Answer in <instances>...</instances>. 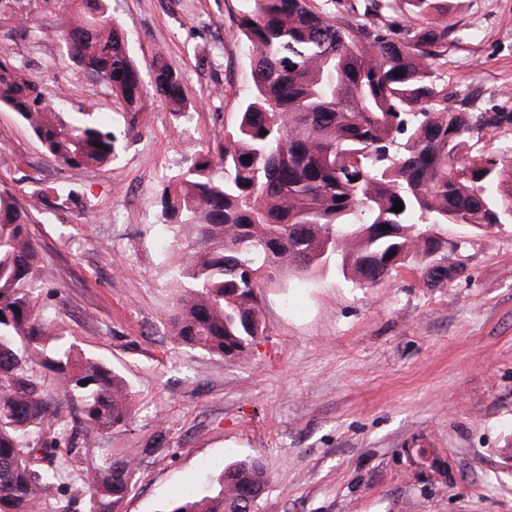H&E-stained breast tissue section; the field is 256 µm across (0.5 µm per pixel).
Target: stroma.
Instances as JSON below:
<instances>
[{
	"label": "stroma",
	"mask_w": 512,
	"mask_h": 512,
	"mask_svg": "<svg viewBox=\"0 0 512 512\" xmlns=\"http://www.w3.org/2000/svg\"><path fill=\"white\" fill-rule=\"evenodd\" d=\"M143 79L181 72L190 106L176 118L151 97L140 136L103 166L51 156L0 108V193L26 203L65 187L78 203L30 210L52 276L39 291L64 343L121 374L132 416L88 434L74 411L76 466L137 461L122 512H165L212 486L227 464L257 459L270 483L259 512H512V224H445L457 276L441 287L401 267L361 288L329 265L281 271L265 288L266 333L244 360L174 342L176 257L159 198L202 152H219L251 89L234 35L240 0H109ZM68 0H0V58L51 103L117 122L120 102L72 60L59 31ZM448 92L473 109L512 112V0H448ZM166 448L143 450L157 433Z\"/></svg>",
	"instance_id": "1"
}]
</instances>
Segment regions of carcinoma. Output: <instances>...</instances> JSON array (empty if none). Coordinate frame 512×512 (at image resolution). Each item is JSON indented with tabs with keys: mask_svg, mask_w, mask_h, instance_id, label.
<instances>
[{
	"mask_svg": "<svg viewBox=\"0 0 512 512\" xmlns=\"http://www.w3.org/2000/svg\"><path fill=\"white\" fill-rule=\"evenodd\" d=\"M61 34L72 58L121 101L116 130L90 112L48 104L21 67L0 59V107L17 113L46 150L74 167L117 156L135 138L152 96L184 116L187 85L162 63L146 85L107 0H72ZM448 0H241L236 34L252 88L224 147L201 153L160 199L181 288L168 317L175 342L241 360L264 335L263 288L274 271L312 273L333 263L363 288L411 266L444 284L448 242L435 228L512 223V147L474 149L490 111L448 107L439 73L448 50ZM266 135H261V132ZM249 156L251 160L244 161ZM74 201L63 187L29 197ZM403 203L399 213L395 201ZM48 278L18 202L0 195V512L79 484L87 512H120L138 464L108 457L77 468L60 447L73 437L38 372L76 403L85 429L106 434L131 418L126 383L60 342L38 290ZM269 476L256 459L224 468L217 486L168 512H246Z\"/></svg>",
	"mask_w": 512,
	"mask_h": 512,
	"instance_id": "carcinoma-1",
	"label": "carcinoma"
}]
</instances>
